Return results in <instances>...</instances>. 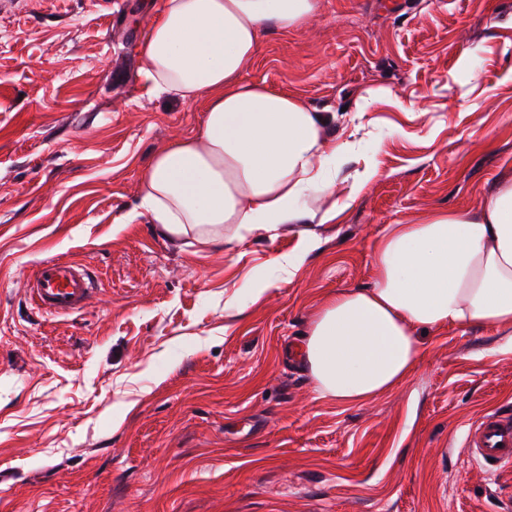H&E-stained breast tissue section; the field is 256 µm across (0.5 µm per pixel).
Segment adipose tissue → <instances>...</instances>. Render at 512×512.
<instances>
[{"instance_id": "obj_1", "label": "adipose tissue", "mask_w": 512, "mask_h": 512, "mask_svg": "<svg viewBox=\"0 0 512 512\" xmlns=\"http://www.w3.org/2000/svg\"><path fill=\"white\" fill-rule=\"evenodd\" d=\"M319 0H164L140 46L149 92L201 103L199 137L157 152L125 223L148 218L173 238L210 244L271 233L299 218L305 191L334 192L324 118L291 93L247 80L263 35L299 31ZM371 287L330 295L302 342L315 392L357 404L410 376L424 334L476 325L512 330V179L476 212L436 211L388 225Z\"/></svg>"}]
</instances>
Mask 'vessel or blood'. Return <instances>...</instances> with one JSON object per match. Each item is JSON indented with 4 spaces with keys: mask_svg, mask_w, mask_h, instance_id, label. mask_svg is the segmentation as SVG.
Masks as SVG:
<instances>
[{
    "mask_svg": "<svg viewBox=\"0 0 512 512\" xmlns=\"http://www.w3.org/2000/svg\"><path fill=\"white\" fill-rule=\"evenodd\" d=\"M34 307L49 318L81 312L93 295L96 282L90 271L60 258L38 262L29 277ZM466 453L495 468L512 466V417L489 413L472 427L466 438Z\"/></svg>",
    "mask_w": 512,
    "mask_h": 512,
    "instance_id": "1",
    "label": "vessel or blood"
}]
</instances>
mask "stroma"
<instances>
[{"instance_id":"1","label":"stroma","mask_w":512,"mask_h":512,"mask_svg":"<svg viewBox=\"0 0 512 512\" xmlns=\"http://www.w3.org/2000/svg\"><path fill=\"white\" fill-rule=\"evenodd\" d=\"M161 0H0V512H503L512 471L465 453L512 415V330L444 328L396 389L319 397L296 352L324 298L370 287L386 225L480 210L512 176V0H320L247 79L293 93L377 170L344 209L219 245L123 223L199 106L153 95ZM319 247L272 267L302 233ZM99 291L46 318L26 268ZM262 289L252 298L253 289Z\"/></svg>"}]
</instances>
